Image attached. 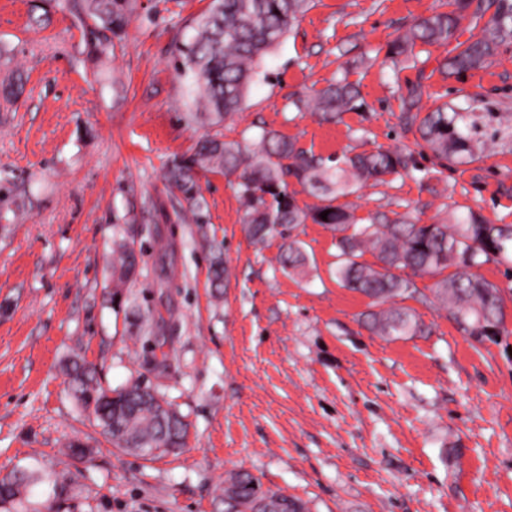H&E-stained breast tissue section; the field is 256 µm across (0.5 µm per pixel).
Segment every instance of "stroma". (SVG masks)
<instances>
[{
	"mask_svg": "<svg viewBox=\"0 0 512 512\" xmlns=\"http://www.w3.org/2000/svg\"><path fill=\"white\" fill-rule=\"evenodd\" d=\"M211 0H129L112 49L92 54L72 0H0V477L25 471L0 512H224V481L246 471L310 512H512V276L506 335L462 336L429 299H399L424 333L386 339L361 323L370 298L336 276V234L295 231L307 272L284 268V241L254 242L234 177L197 172L193 205L164 178L198 141H258L262 130L336 157L413 146L401 98L423 85V111L460 109L476 147L346 197L359 223L376 212L445 220L444 203L512 224V44L486 68L444 74L443 49L385 65L389 43L439 0H312L256 66L241 112L214 128L195 117L176 42ZM343 79L361 108L324 120L297 95ZM134 249L133 282L106 286L114 233ZM224 260L213 294L209 265ZM97 367L103 386L137 379L190 424L188 446L143 457L112 447L73 399L66 364ZM91 461L68 454L71 442Z\"/></svg>",
	"mask_w": 512,
	"mask_h": 512,
	"instance_id": "stroma-1",
	"label": "stroma"
}]
</instances>
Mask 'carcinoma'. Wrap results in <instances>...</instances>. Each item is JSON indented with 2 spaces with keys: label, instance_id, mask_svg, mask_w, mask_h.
Listing matches in <instances>:
<instances>
[{
  "label": "carcinoma",
  "instance_id": "obj_1",
  "mask_svg": "<svg viewBox=\"0 0 512 512\" xmlns=\"http://www.w3.org/2000/svg\"><path fill=\"white\" fill-rule=\"evenodd\" d=\"M446 11L419 20L389 46L392 62L410 60L417 43L443 48V67L463 74L487 67L500 46L512 42V0H446ZM85 17L92 21L85 34L92 52L112 49V37L127 24V0H82ZM310 8V0H211L209 8L191 23L193 34L176 45L182 70L192 78L193 103L198 118L220 126L224 117L242 108L254 76V65L271 52ZM491 16H486V13ZM481 28V36L464 34L462 21ZM423 86L411 88L402 98L399 120L416 129L420 139L443 160L467 163L474 155L470 140L457 125L459 113L448 105L421 114ZM358 89L345 81L330 83L305 99L301 109L333 120L357 108ZM208 168L236 176V188L245 204V223L251 237L262 241L284 234L307 222L323 224L342 236L336 240V276L342 285L374 300L377 309L365 314L366 326L377 336H414L421 324L394 299L418 293L413 277L437 278L433 298L448 313L457 329L478 342L504 333L502 289L475 268L487 262L508 261L512 230L490 223L471 206L448 205V222L418 224L408 214L391 218L385 212L360 224L340 197L357 193L369 181L416 168L409 147L324 159L297 147L273 130H263L259 142L243 146L219 136L205 138L188 160H174L166 179L186 200L200 205L195 169ZM308 188L320 200L300 206L288 190L289 180ZM328 212L327 219L321 218ZM372 252L377 263L358 261ZM285 264L292 272L305 271L307 257L300 242L288 238ZM455 273L448 277V268ZM137 260L128 243L113 240L111 296L136 275ZM69 383L77 402L88 411L117 448L141 455L168 453L186 447L188 424L153 388L135 380L122 387H103L93 367L74 361L68 367ZM25 476L12 473L0 478V504L20 494ZM224 512H309L306 503L280 491L262 489L247 472L230 476L224 485Z\"/></svg>",
  "mask_w": 512,
  "mask_h": 512
}]
</instances>
